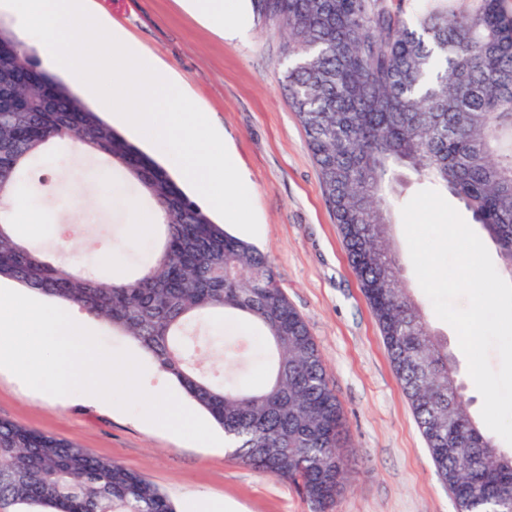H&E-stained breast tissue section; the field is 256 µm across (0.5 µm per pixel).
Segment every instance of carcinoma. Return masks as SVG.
I'll return each mask as SVG.
<instances>
[{
	"mask_svg": "<svg viewBox=\"0 0 512 512\" xmlns=\"http://www.w3.org/2000/svg\"><path fill=\"white\" fill-rule=\"evenodd\" d=\"M252 0L287 35L282 91L319 167L326 201L456 512H479L489 453L512 499V451L469 412L448 344L403 275L393 183L407 173L451 194L512 273V14L501 0ZM70 143L119 171L163 226L150 267L103 280L48 260L0 221V278L78 306L131 337L224 430L244 464L327 512L344 480V418L322 357L273 266L216 222L169 171L115 129L0 24V195L42 186L33 170ZM236 313L270 347V376L243 389L205 375L198 325ZM0 501L50 512H174L157 487L68 440L0 419Z\"/></svg>",
	"mask_w": 512,
	"mask_h": 512,
	"instance_id": "cac0c4a2",
	"label": "carcinoma"
}]
</instances>
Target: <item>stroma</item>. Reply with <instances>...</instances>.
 <instances>
[{"label":"stroma","mask_w":512,"mask_h":512,"mask_svg":"<svg viewBox=\"0 0 512 512\" xmlns=\"http://www.w3.org/2000/svg\"><path fill=\"white\" fill-rule=\"evenodd\" d=\"M95 2L113 26L174 72L223 132L247 180L259 224L251 242L268 254L282 289L307 322L343 410L347 482L329 512H455L348 262L305 132L281 93V30L257 21L247 9L237 17L245 37L230 39L195 21L177 0ZM72 151L69 145L54 147L47 164L35 171L43 182L39 208L50 220L34 230L19 225V232L54 256L69 254L78 269L95 275L141 274L147 264L141 243L162 233L151 203L132 190L109 192L95 163L61 166L62 154ZM67 189L80 190L76 203L59 202ZM61 224L79 227L64 250L58 245ZM422 305L432 328L448 341L470 412L480 415L482 397L455 330L436 317L430 300ZM219 322V328H202L212 338L202 354L203 370L223 372L224 343L230 340L238 354L234 382L260 387L268 365L265 355L254 352V327L228 312ZM95 326L108 349L128 350L143 364L147 393L174 387L130 337L101 320ZM1 418L65 438L138 472L169 497L176 512H189L200 496L224 501L229 512H311L288 482L237 462L225 445L201 446L140 425L131 412L95 406L75 394L64 401L46 400L5 369L0 371Z\"/></svg>","instance_id":"35a3bbf8"}]
</instances>
